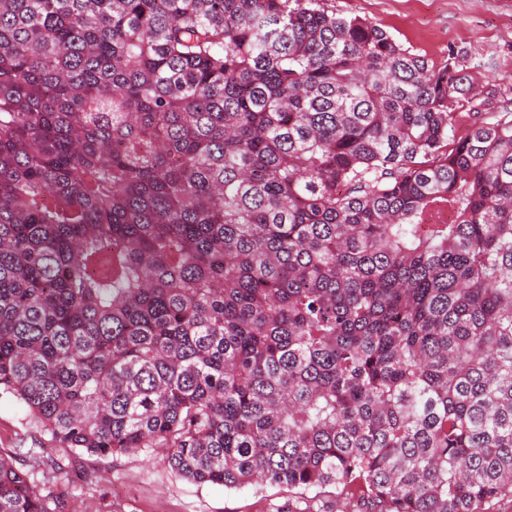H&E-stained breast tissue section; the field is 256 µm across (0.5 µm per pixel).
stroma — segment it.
I'll use <instances>...</instances> for the list:
<instances>
[{
	"mask_svg": "<svg viewBox=\"0 0 512 512\" xmlns=\"http://www.w3.org/2000/svg\"><path fill=\"white\" fill-rule=\"evenodd\" d=\"M329 9L382 27L439 63L459 57L474 77V104L489 110L512 96V0H325ZM0 452L67 494L65 512H294L299 491L278 486L227 490L191 483L166 451L100 457L57 447L25 406L0 394Z\"/></svg>",
	"mask_w": 512,
	"mask_h": 512,
	"instance_id": "obj_1",
	"label": "stroma"
}]
</instances>
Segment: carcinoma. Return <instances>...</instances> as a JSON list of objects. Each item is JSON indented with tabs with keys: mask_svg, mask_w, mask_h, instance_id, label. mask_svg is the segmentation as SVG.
I'll list each match as a JSON object with an SVG mask.
<instances>
[{
	"mask_svg": "<svg viewBox=\"0 0 512 512\" xmlns=\"http://www.w3.org/2000/svg\"><path fill=\"white\" fill-rule=\"evenodd\" d=\"M471 86L322 0H0V393L199 484L512 498V98ZM61 504L0 453V512Z\"/></svg>",
	"mask_w": 512,
	"mask_h": 512,
	"instance_id": "carcinoma-1",
	"label": "carcinoma"
}]
</instances>
